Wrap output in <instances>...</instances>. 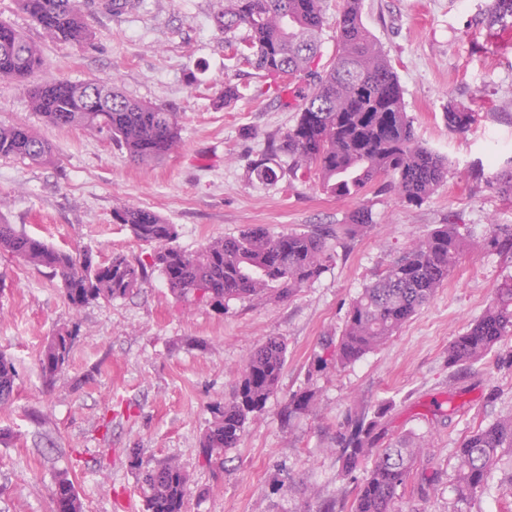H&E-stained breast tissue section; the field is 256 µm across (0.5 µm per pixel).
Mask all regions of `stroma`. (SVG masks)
<instances>
[{
  "mask_svg": "<svg viewBox=\"0 0 512 512\" xmlns=\"http://www.w3.org/2000/svg\"><path fill=\"white\" fill-rule=\"evenodd\" d=\"M490 0H362L370 35L391 61L418 141L448 159V177L422 205L369 189L326 196L311 180L259 184L251 174L269 137L296 116L295 88L281 96L269 78L225 48L220 0H140L119 13L83 0L90 45L54 42L0 0L5 21L37 44L45 78L115 83L126 96L177 112L180 142L162 162L137 165L105 135L61 130L32 112L18 82L0 78V124L23 123L54 148L51 163L0 159V221L66 250L148 260L151 245L113 223L122 206L150 209L176 225L193 253L252 224L274 232L345 223L358 208L376 222L351 249L288 299L230 300L223 310L174 297L159 269L138 291L81 311L60 281L0 250V352L18 370L14 398L0 406V512H49L59 473L81 469L76 487L88 512H127L140 502L139 472L178 461L190 476L187 512H351L360 466L339 478L336 431L348 411L389 405L380 446L425 441L428 455L401 490L397 512H451L455 450L470 432L512 413V338L483 360L448 363V344L512 278V252L490 242L512 228V200L493 188L512 158V29H487ZM246 87L226 106V83ZM475 112L464 134L449 132V105ZM459 224L470 247L433 301L380 348L349 365L317 367L340 334L351 301L408 246L437 225ZM80 321L70 365L44 391L38 358L57 329ZM288 345L280 387L222 465L207 463L200 437L208 407L228 398L249 354L266 337ZM312 395L283 418L286 401ZM138 451L141 469L130 466ZM472 512H512V452H504Z\"/></svg>",
  "mask_w": 512,
  "mask_h": 512,
  "instance_id": "obj_1",
  "label": "stroma"
}]
</instances>
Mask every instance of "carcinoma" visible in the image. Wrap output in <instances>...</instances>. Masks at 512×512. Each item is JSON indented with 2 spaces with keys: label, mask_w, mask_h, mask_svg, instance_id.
<instances>
[{
  "label": "carcinoma",
  "mask_w": 512,
  "mask_h": 512,
  "mask_svg": "<svg viewBox=\"0 0 512 512\" xmlns=\"http://www.w3.org/2000/svg\"><path fill=\"white\" fill-rule=\"evenodd\" d=\"M21 10L52 40L89 43L91 32L83 10L72 0H16ZM362 0H344L336 26V55L320 70L319 35L324 25V0H224L216 16L228 34L243 26L248 35L227 39L233 55L275 79L303 76L308 89L299 92L294 125L271 140L268 153L256 160L252 173L260 184L314 176L330 197L353 198L389 179L400 200L420 205L448 175V159L417 140L404 106V92L394 67L369 35ZM489 26L512 28V0H492ZM45 66L40 48L12 26L0 22V78L29 82ZM96 96L84 83L68 80L39 82L29 89L31 107L58 129L83 127L107 132L130 161L149 164L169 156L179 142L177 113L126 97L114 83L94 79ZM448 129L463 133L475 114L448 104ZM288 157V169L276 170L274 158ZM0 157L45 163L52 158L49 142L22 123L0 125ZM498 193L512 198V161L501 170ZM112 219L128 227L134 238L154 246L152 266L161 270L171 293L193 294L216 308L232 299H287L318 279L334 259L327 237L354 239L374 227L372 212L354 210L348 223L336 228L274 233L254 225L236 237L208 243L197 253L174 245L177 228L155 212L128 206L113 211ZM468 243L452 222L440 224L421 241L378 272L352 302L336 341V363L352 364L386 343L419 310L427 306L454 269ZM0 249L25 265L48 269L58 277L67 305L75 310L110 303L139 288L147 264L121 253L97 259L89 249L62 250L0 223ZM80 335L72 323L51 336L38 364L45 388H53L69 365ZM512 337V278L497 290L483 314L466 332L448 344V363L469 365L489 355ZM286 342L270 336L248 356L232 395L210 407L201 453L207 462L222 460L224 451L241 441L248 421L260 414L279 389L286 364ZM18 372L12 358L0 353V404L11 400ZM380 406L372 416L348 414L336 432V452L343 460L342 475L373 459L358 485L351 512H396L398 491L411 481L426 446L403 438L374 454L381 419ZM512 451V414L498 418L466 436L456 449L452 512H470L487 490L488 481L504 450ZM76 475L60 474L50 492L51 512H86ZM144 512H185L189 475L173 460L142 473Z\"/></svg>",
  "instance_id": "obj_1"
}]
</instances>
